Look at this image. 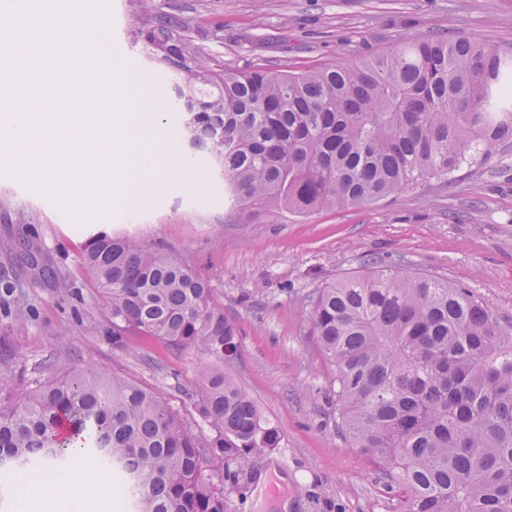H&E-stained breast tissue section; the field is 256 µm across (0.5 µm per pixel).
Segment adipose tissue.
<instances>
[{
  "instance_id": "adipose-tissue-1",
  "label": "adipose tissue",
  "mask_w": 512,
  "mask_h": 512,
  "mask_svg": "<svg viewBox=\"0 0 512 512\" xmlns=\"http://www.w3.org/2000/svg\"><path fill=\"white\" fill-rule=\"evenodd\" d=\"M0 141L23 148L29 152L38 151L39 142L33 133V113L26 104H19L0 111ZM58 486L67 488L63 500L66 512H83V496L95 493L111 496L112 478L108 472L89 461H80L75 471L61 473L52 468L28 475L20 483L19 504L26 512H55L58 500L45 495V488Z\"/></svg>"
}]
</instances>
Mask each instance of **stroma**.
Instances as JSON below:
<instances>
[{
  "label": "stroma",
  "instance_id": "stroma-1",
  "mask_svg": "<svg viewBox=\"0 0 512 512\" xmlns=\"http://www.w3.org/2000/svg\"><path fill=\"white\" fill-rule=\"evenodd\" d=\"M195 43L231 70L301 72L391 53L408 39L465 36L512 54V0H155ZM136 0H110L103 29L119 50L131 87L154 74L132 21ZM27 100L36 112L75 101L55 85L27 92L0 85V107ZM40 161L0 145V401L16 402L51 377L91 367L155 392L197 433L195 409L207 357L137 332L112 340L107 302L81 265L89 237L128 234L206 278L240 332L224 372L280 434L249 467L207 472L224 483L226 512H393L395 494L336 426L333 366L309 334L319 288L362 273L369 258L401 263L467 288L494 314L512 317V143L455 183L432 178L399 194L310 214H258L224 200V181L202 158L199 189L172 184L160 199L84 219L41 186ZM53 267L71 288L42 274Z\"/></svg>",
  "mask_w": 512,
  "mask_h": 512
}]
</instances>
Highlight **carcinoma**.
Here are the masks:
<instances>
[{"label":"carcinoma","instance_id":"obj_1","mask_svg":"<svg viewBox=\"0 0 512 512\" xmlns=\"http://www.w3.org/2000/svg\"><path fill=\"white\" fill-rule=\"evenodd\" d=\"M186 22L136 19L189 146L224 171L243 209L359 205L483 164L512 141V56L476 39H412L392 53L298 74L208 64ZM83 265L118 343L136 330L200 349L202 437L141 385L92 368L0 405V473L69 467L71 449L112 472L133 512H224L217 461L242 470L280 437L220 369L239 346L209 282L127 235L97 232ZM310 335L335 367L342 431L397 492L395 512H512V320L454 283L373 259L312 299Z\"/></svg>","mask_w":512,"mask_h":512}]
</instances>
